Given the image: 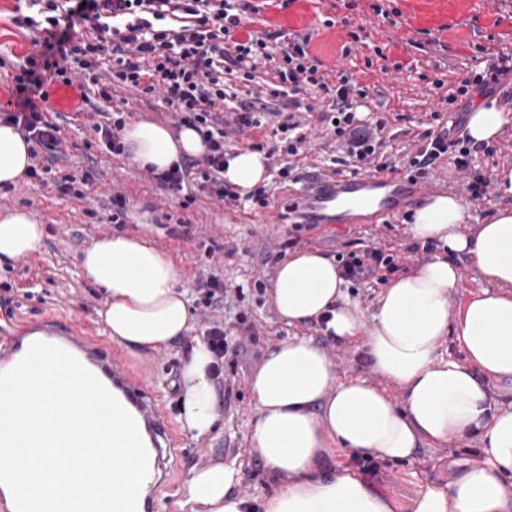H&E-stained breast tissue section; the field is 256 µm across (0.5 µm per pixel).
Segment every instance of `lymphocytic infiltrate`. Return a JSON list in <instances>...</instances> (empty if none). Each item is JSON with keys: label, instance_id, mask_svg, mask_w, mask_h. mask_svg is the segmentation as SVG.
Segmentation results:
<instances>
[{"label": "lymphocytic infiltrate", "instance_id": "f902f5d3", "mask_svg": "<svg viewBox=\"0 0 512 512\" xmlns=\"http://www.w3.org/2000/svg\"><path fill=\"white\" fill-rule=\"evenodd\" d=\"M42 6L48 39L60 50V61L37 62L28 58L16 77L17 109L1 121L20 127L32 142L28 155L33 163L32 177L44 167V152H57L62 143L61 127L47 112L38 108L35 93L48 82L70 84L77 71L90 72L99 65L103 52H111L110 84L152 93L162 91L174 108L180 126L196 129L207 151L197 161H182L157 173L156 181L174 193L186 183L196 182L228 204L241 207L245 202L266 205V189L240 197L224 191V120L214 110L223 100L224 77L240 73L252 77L264 68H272L278 78L269 89L273 98L293 97L303 92L331 97L328 112L320 120L336 138L338 151L352 174L369 170L383 148V118L370 115L359 118L358 110L367 94L352 77L340 75L328 83L308 51V38L293 35L269 44L267 37L252 36L236 40L241 25V0H29ZM23 24L37 27L40 21L26 16ZM87 25L92 37L74 38L78 25ZM512 74V57L487 58L483 70L462 79L449 103L471 92L490 95L494 87ZM480 150L462 121L448 129L424 135L415 153L403 165L411 179L426 178L432 165L449 157L455 168L469 172L468 191L472 198L485 197L489 180L472 169L473 156Z\"/></svg>", "mask_w": 512, "mask_h": 512}]
</instances>
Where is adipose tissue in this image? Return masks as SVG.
<instances>
[{
	"instance_id": "obj_1",
	"label": "adipose tissue",
	"mask_w": 512,
	"mask_h": 512,
	"mask_svg": "<svg viewBox=\"0 0 512 512\" xmlns=\"http://www.w3.org/2000/svg\"><path fill=\"white\" fill-rule=\"evenodd\" d=\"M133 163L170 168L205 153L193 128L178 133L150 121L124 132ZM30 164L22 133L0 123V185L15 183ZM266 178L263 155L238 149L224 161V181L248 194ZM470 214L449 194L429 197L406 231L416 243H437L409 274L392 278L371 314L345 302L336 262L307 251L282 262L271 301L288 325L326 319L325 331L354 341L380 382L338 380L327 353L312 339L293 336L270 347L249 380L255 406L251 455L277 482L258 503L234 492L237 464L197 469L179 488L185 512H512V206L469 230ZM38 217L25 210L0 215V265L42 244ZM467 257L486 280L459 304L462 286L453 256ZM86 276L104 289L100 317L108 336L127 346L166 348L190 328L192 313L174 262L146 241L113 236L81 258ZM454 336L463 356L440 355ZM214 356L197 341L182 369L183 426L208 435L220 418ZM477 441L480 463H460L448 482L421 484L404 505L372 488L353 459L412 460L421 445Z\"/></svg>"
}]
</instances>
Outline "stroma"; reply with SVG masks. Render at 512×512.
I'll return each instance as SVG.
<instances>
[{
  "mask_svg": "<svg viewBox=\"0 0 512 512\" xmlns=\"http://www.w3.org/2000/svg\"><path fill=\"white\" fill-rule=\"evenodd\" d=\"M249 5L237 39L277 32L308 36L310 52L328 81H335L340 71L352 74L370 106L379 109L386 121L381 136L388 162L417 150L423 134L439 129L451 112L468 116L473 107L482 105L477 96L452 105L444 98L456 92L464 73L475 70L483 51L512 55V31L481 29L472 21L452 31L425 30L423 17L444 12L445 0H421L406 14L401 0H249ZM21 13L34 16L38 10L20 6L18 0H0V114L14 111L15 76L29 56L43 50V32L18 25L16 17ZM85 91L88 99L76 111L55 116L65 145L64 158L52 172L56 179L68 172L87 173L82 197L30 178L0 186V214L27 209L36 213L44 228L36 252L0 268V301L19 308L11 335L24 338L34 318L43 315L76 321L153 381L159 408L174 422L181 414L182 365L206 330L197 306V281L215 277L225 288L243 287L242 299L229 309H217L213 316L223 321L229 343L242 338L245 324L252 326L257 340L246 353L224 358L216 382L218 428L201 438L181 428L171 436L169 474L156 497L159 512H181L174 492L194 469L235 461L241 466L236 493L259 498L273 491L276 481L250 453L255 412L248 379L268 348L295 335L309 336L327 352L339 379L372 377L355 345L329 339L317 324L297 327L280 320L269 301L278 265L301 250L315 249L335 259L378 248L398 256V274L410 273L426 255L425 250L409 249L406 224L412 210L365 216L355 224L297 225L286 214L301 186L280 179L272 166L267 169L269 196L264 207H233L193 186L186 187L183 195H171L134 166L129 154L110 153L91 129L99 110L108 107L129 123L150 120L174 127L176 114L163 94L116 87L106 102L93 82H86ZM323 107V100L317 98L311 110L296 111L309 143L294 162L301 170L316 167L330 177L334 166L329 159L336 154V141L319 120ZM464 183L463 174L448 161L441 162L428 181L432 194L455 196L475 225L486 223L497 207L512 205V198L496 189L486 200H470ZM115 213L120 221L113 224L109 218ZM182 224L187 225L188 236L178 235ZM114 235L146 238L166 252L179 271L194 304L193 324L168 349L130 348L109 340L103 329L99 312L107 296L83 277L79 263L88 247ZM355 469L394 501L411 497L420 483L448 481L454 472L444 444L424 446L409 463L375 459L356 464Z\"/></svg>",
  "mask_w": 512,
  "mask_h": 512,
  "instance_id": "stroma-1",
  "label": "stroma"
}]
</instances>
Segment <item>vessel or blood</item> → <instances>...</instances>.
Segmentation results:
<instances>
[{"mask_svg":"<svg viewBox=\"0 0 512 512\" xmlns=\"http://www.w3.org/2000/svg\"><path fill=\"white\" fill-rule=\"evenodd\" d=\"M473 17L487 24L495 21L484 0H448L447 15L432 17L430 27L434 30L452 28ZM75 102L74 86L62 85L46 102L45 107L51 113L63 112L73 109ZM423 189V184L411 181L396 172L362 174L332 181L312 174L307 176L297 203L305 223L343 224L352 220L353 215L348 211L337 212L336 203L339 199L346 198L361 205L373 203L378 211L390 212L407 205ZM43 322L42 332L46 339L79 351L85 361L123 395L151 438L156 439L171 433L172 427L159 411L147 379L120 366L116 353L92 343L90 337L81 332L74 323L62 324L49 316L44 317Z\"/></svg>","mask_w":512,"mask_h":512,"instance_id":"obj_1","label":"vessel or blood"}]
</instances>
